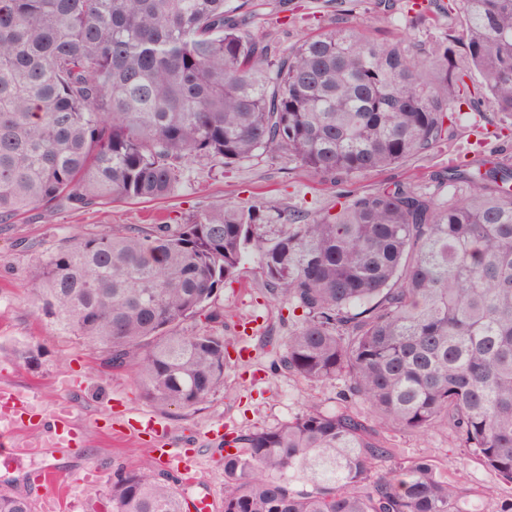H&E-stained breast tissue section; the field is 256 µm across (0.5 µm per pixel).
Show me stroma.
<instances>
[{
    "instance_id": "stroma-1",
    "label": "stroma",
    "mask_w": 512,
    "mask_h": 512,
    "mask_svg": "<svg viewBox=\"0 0 512 512\" xmlns=\"http://www.w3.org/2000/svg\"><path fill=\"white\" fill-rule=\"evenodd\" d=\"M247 34L277 52L334 23L345 0H252ZM356 0L358 14L371 18L376 37L399 40L417 61L427 59L432 42L456 26V17L432 10L420 16L412 0ZM499 115L487 105L464 108L456 136L427 154L399 167L360 175L349 182L354 191L374 190L396 181L411 182L421 190L433 189V171L446 167L453 153L468 160L493 157L512 163V137L499 135ZM340 188L321 181L299 163L280 157L256 158L236 164L227 173L210 170L203 162L190 164L188 179L173 194L150 202H117L89 211L65 210L46 220L34 209L9 224H0V381L34 393L37 401L69 403L78 419H92L84 437L70 450L50 449L25 457L11 468L0 467V490L37 498L30 476L53 468L69 477L107 466L133 469L150 460L145 447L120 431L122 421L139 424L154 420L173 439L203 434L195 457V481L186 485L187 498L210 492L224 498L223 459L217 451L227 432L280 427L308 405L329 410L336 405V382L313 383L275 369L280 347L297 327L285 304L262 294L256 255L241 263L232 285L215 299L224 313L223 332L230 342V361L224 387L198 406L164 410L146 402L132 371L103 367L101 352L59 329L48 317L35 313L27 302L30 269L59 239L83 232L104 233L112 225L156 222L182 224L190 216L228 203L260 209L268 223L280 210H301L308 215L335 211ZM69 373L83 383L81 391L64 393L58 379ZM385 437L403 458L426 456L449 480L457 482L464 512H498L499 501L512 498V484L460 448L450 429L437 427L423 435L386 432Z\"/></svg>"
}]
</instances>
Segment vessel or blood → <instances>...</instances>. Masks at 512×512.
<instances>
[{"label": "vessel or blood", "mask_w": 512, "mask_h": 512, "mask_svg": "<svg viewBox=\"0 0 512 512\" xmlns=\"http://www.w3.org/2000/svg\"><path fill=\"white\" fill-rule=\"evenodd\" d=\"M40 435V443H32L24 438V431ZM84 430L83 424L72 416L69 404L54 402L42 406L35 405L27 390L13 385L0 386V461L15 462L36 447L68 448ZM149 435L150 445L160 446V459L173 474L183 477L189 474L193 461L186 449L166 447L165 436L148 424L134 429V437ZM39 481L45 493L38 504L40 512H61L62 507H70L71 512H81L91 498L92 486L83 481H69L57 471L47 469L39 473Z\"/></svg>", "instance_id": "1"}]
</instances>
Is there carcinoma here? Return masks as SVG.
<instances>
[{"instance_id":"obj_1","label":"carcinoma","mask_w":512,"mask_h":512,"mask_svg":"<svg viewBox=\"0 0 512 512\" xmlns=\"http://www.w3.org/2000/svg\"><path fill=\"white\" fill-rule=\"evenodd\" d=\"M459 30L426 64L351 13L283 54L244 34L250 0H0V223L40 209L156 200L192 160L224 169L283 155L343 185L451 140L461 105L512 119V0H448ZM347 191L302 221L222 205L184 224L75 233L30 270L36 311L136 374L143 398L189 409L224 387L229 341L187 332L248 252L298 328L274 367L342 381L275 429L224 439L222 512H458L427 457L380 428L450 427L512 483V165L463 162ZM389 461L386 473L377 463ZM112 512H185L148 464L105 475ZM0 512H34L0 492Z\"/></svg>"}]
</instances>
